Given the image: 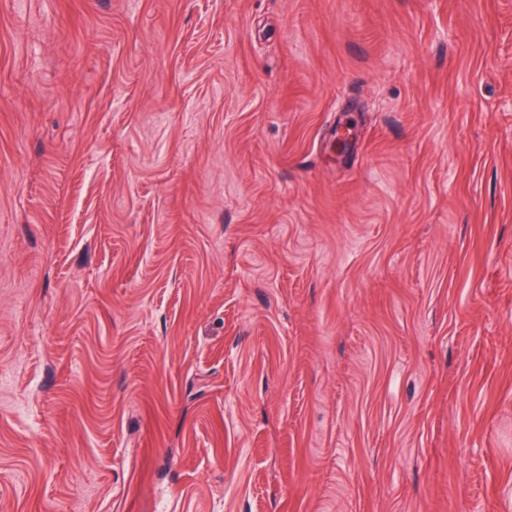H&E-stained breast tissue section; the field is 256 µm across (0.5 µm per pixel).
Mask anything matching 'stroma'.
Here are the masks:
<instances>
[{
	"instance_id": "35a3bbf8",
	"label": "stroma",
	"mask_w": 512,
	"mask_h": 512,
	"mask_svg": "<svg viewBox=\"0 0 512 512\" xmlns=\"http://www.w3.org/2000/svg\"><path fill=\"white\" fill-rule=\"evenodd\" d=\"M0 512H512V0H0Z\"/></svg>"
}]
</instances>
